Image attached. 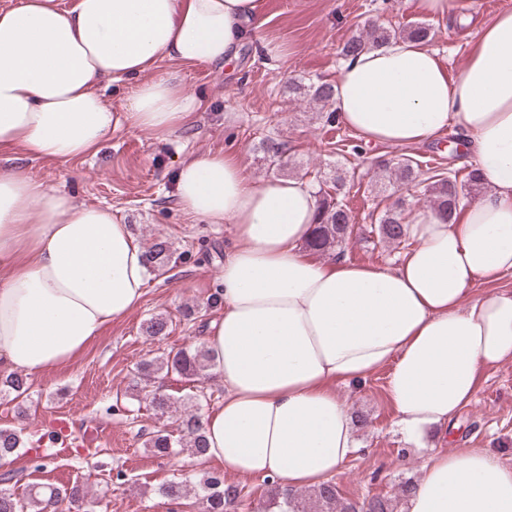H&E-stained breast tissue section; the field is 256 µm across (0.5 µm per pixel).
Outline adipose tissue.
I'll use <instances>...</instances> for the list:
<instances>
[{
	"label": "adipose tissue",
	"instance_id": "1",
	"mask_svg": "<svg viewBox=\"0 0 512 512\" xmlns=\"http://www.w3.org/2000/svg\"><path fill=\"white\" fill-rule=\"evenodd\" d=\"M259 0H14L0 8V147L63 162L120 127L165 140L200 109L160 61L239 57ZM134 80L112 111L98 88ZM338 121L365 141L417 146L463 128L489 191L453 219H408L416 245L395 264L321 261L304 250L318 198L302 178L254 181L237 155L185 158L181 208L233 228L219 278L224 312L204 342L224 400L203 416L209 461L239 478L316 488L357 451L336 383L389 367L405 437L448 433L482 370L512 361V11L476 35L449 75L425 41L399 38L346 61ZM146 250L111 207L77 202L23 167L0 175V370L70 363L142 300ZM489 283L478 294L477 282ZM407 512H512V465L478 448L435 453Z\"/></svg>",
	"mask_w": 512,
	"mask_h": 512
}]
</instances>
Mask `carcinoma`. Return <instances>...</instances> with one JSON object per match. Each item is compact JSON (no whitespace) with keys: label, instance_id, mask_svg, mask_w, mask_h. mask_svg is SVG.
Instances as JSON below:
<instances>
[{"label":"carcinoma","instance_id":"1","mask_svg":"<svg viewBox=\"0 0 512 512\" xmlns=\"http://www.w3.org/2000/svg\"><path fill=\"white\" fill-rule=\"evenodd\" d=\"M397 34L390 29L372 25L365 32L355 34L343 45L341 52L347 59L359 55L369 49H377ZM306 93L311 99L327 109L324 118L329 124L336 123L333 105L334 85L319 83L310 85ZM260 149L264 158L273 166L283 164L284 145L274 138L261 142ZM430 176L422 180L424 192L433 199L434 210L450 218L457 212V207L465 201L466 188L480 185L478 176L469 171L466 179H459V173L451 168L434 167L429 169ZM396 178L403 182H413L420 177V165L409 156L401 159L395 169ZM344 184L336 181L332 191L318 187L319 222L316 224L312 238L306 247L314 252L328 253L342 248L347 244L351 235L352 216L348 207L339 199ZM402 199H395L391 205L378 212L374 218L376 231L385 242L396 247L407 245L406 215ZM146 260L153 272L163 271L175 262L174 251L168 241L154 240L146 250ZM169 319L161 314L152 316L146 325V332L152 338L168 334ZM211 356L205 347L181 350L173 356L157 358L141 364L137 374L150 378L160 372L175 373L189 382H197L205 378L210 366ZM0 385L23 394L27 391V377L19 373H10L0 378ZM149 404L158 418L178 413L176 401L169 395L154 391L150 394ZM179 435L171 434L166 427L161 426L147 434L144 447L153 454L164 457L174 453V448L188 451L198 459H204L207 451L203 435L202 415L191 411L179 413L176 419ZM24 447L21 434L14 429L0 428V461L13 460L20 455ZM14 473L5 471L0 474V512H48L52 505L61 506L68 503L74 512H95L97 502L88 498L84 485L74 482L59 488L48 484L34 486L29 492L20 497L10 482ZM270 486L266 509L272 508L278 512H395L392 500L384 497L366 498L357 505L344 501L336 490V484L326 482L313 489L308 498H303L293 491L282 490L275 482H267ZM197 496L202 504L203 512H233L245 496L244 488L229 484L220 471H204L196 481ZM187 484L183 481H170L158 487L157 496L165 504H176L184 497Z\"/></svg>","mask_w":512,"mask_h":512}]
</instances>
